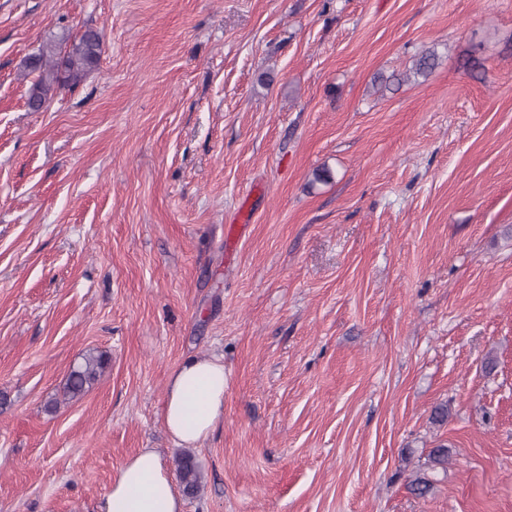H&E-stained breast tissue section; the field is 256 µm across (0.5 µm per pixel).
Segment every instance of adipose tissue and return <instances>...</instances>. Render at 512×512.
Wrapping results in <instances>:
<instances>
[{"mask_svg": "<svg viewBox=\"0 0 512 512\" xmlns=\"http://www.w3.org/2000/svg\"><path fill=\"white\" fill-rule=\"evenodd\" d=\"M224 418V362L219 357H193L170 375L162 414L168 434L183 445L210 436ZM99 512H183L160 455L142 448L113 474Z\"/></svg>", "mask_w": 512, "mask_h": 512, "instance_id": "obj_1", "label": "adipose tissue"}]
</instances>
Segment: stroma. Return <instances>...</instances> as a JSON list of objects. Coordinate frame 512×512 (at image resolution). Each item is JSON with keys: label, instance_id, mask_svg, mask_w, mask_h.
Returning <instances> with one entry per match:
<instances>
[{"label": "stroma", "instance_id": "35a3bbf8", "mask_svg": "<svg viewBox=\"0 0 512 512\" xmlns=\"http://www.w3.org/2000/svg\"><path fill=\"white\" fill-rule=\"evenodd\" d=\"M141 448L199 465L184 512H512V0H0V512H98ZM102 39L97 30L88 28L68 44L47 42L25 61V76L36 75L28 99L30 109H42L58 90L80 83L98 63ZM109 363L106 354L88 351L82 361L70 371L65 383L64 393L68 399H76L84 395L99 380ZM162 419L178 444L198 445L210 436L224 419V360L183 361L167 381Z\"/></svg>", "mask_w": 512, "mask_h": 512}]
</instances>
